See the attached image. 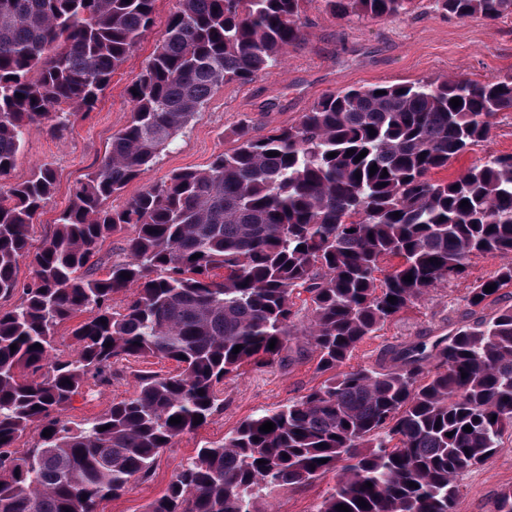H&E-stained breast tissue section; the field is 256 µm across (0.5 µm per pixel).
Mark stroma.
Segmentation results:
<instances>
[{
  "label": "stroma",
  "instance_id": "1",
  "mask_svg": "<svg viewBox=\"0 0 512 512\" xmlns=\"http://www.w3.org/2000/svg\"><path fill=\"white\" fill-rule=\"evenodd\" d=\"M175 5L176 0H157L153 30L113 73L92 111L73 116V125L64 134L30 132L10 182L25 180L37 164H49L56 172L53 196L30 229L32 247H40L52 232L58 213L71 202L74 185L98 164L113 133L127 122V91L153 53ZM302 19L305 41L289 50L276 74L248 84L228 83L216 91L174 148L160 156L152 172L129 182L114 206H122L173 171L205 167L214 155L231 151L232 132L240 123H248L253 136H263L271 128L296 124L325 94L452 76L491 82L512 72L511 18L451 19L436 11L432 0H416L410 14L396 18L340 20L326 11L323 0H307ZM490 152L512 154V112L499 113L488 141L453 160L435 177L454 179ZM499 264V259L489 256L475 259L468 278L433 289L366 337L345 369L380 365L390 348L420 336H446L469 323L466 297L473 281L492 277ZM176 369L175 362L157 358L119 361L113 367L116 377L111 387L92 388L75 397L66 416L75 423L101 417L113 403L130 395L138 372L165 375ZM325 378L301 337L272 366L226 378L218 392V408L208 422L179 437L174 447L161 453L149 479L131 480L121 495L102 501L98 512H145L199 447L223 442L246 419L299 400ZM336 481L335 473L329 472L299 487L268 489L256 498L254 507L256 512H317ZM458 483L461 495L455 512H495L500 491L512 487V437L504 438L501 449L483 465L459 476Z\"/></svg>",
  "mask_w": 512,
  "mask_h": 512
}]
</instances>
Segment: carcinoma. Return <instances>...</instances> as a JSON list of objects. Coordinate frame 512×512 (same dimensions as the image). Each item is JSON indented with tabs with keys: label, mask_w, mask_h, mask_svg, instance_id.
Listing matches in <instances>:
<instances>
[{
	"label": "carcinoma",
	"mask_w": 512,
	"mask_h": 512,
	"mask_svg": "<svg viewBox=\"0 0 512 512\" xmlns=\"http://www.w3.org/2000/svg\"><path fill=\"white\" fill-rule=\"evenodd\" d=\"M304 2L177 0L129 94L130 119L33 251L30 228L55 172L39 165L22 182L3 181L32 129L60 135L72 112L94 109L154 26L156 0H0V300L19 297L0 308V512H97L131 479L149 478L160 452L198 429L194 416H211L228 375L273 364L299 336L320 370H334L409 304L467 276L480 256L500 265L470 288L473 322L391 348L387 368L338 372L243 421L200 448L147 512H253L260 490L329 471L337 485L317 512L340 504L453 512L457 477L512 434V304L500 297L512 287V154H490L449 181L432 178L486 141L498 113L512 112V75L332 92L297 124L260 138L241 124L237 146L205 168L174 171L109 204L154 169L220 87L282 68L305 40ZM323 2L338 19L374 20L405 15L414 0ZM433 3L460 20L512 18V0ZM128 227L124 257L97 277L100 242ZM23 261L31 274L22 282ZM489 300L496 310L478 314ZM87 309L96 315L73 330L72 353L57 354V326ZM129 357L173 360L179 371L139 374L107 414L66 419L85 386H111L112 366ZM267 421L275 427L265 433ZM33 428L37 444L18 451ZM46 429L52 435L42 436Z\"/></svg>",
	"instance_id": "1"
}]
</instances>
